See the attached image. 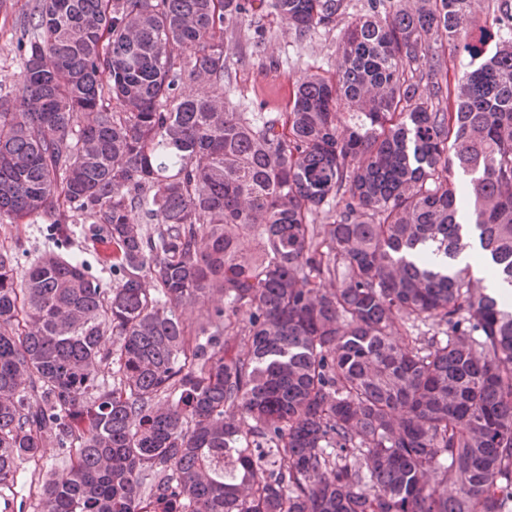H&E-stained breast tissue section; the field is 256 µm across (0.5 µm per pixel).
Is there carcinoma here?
Instances as JSON below:
<instances>
[{"label": "carcinoma", "mask_w": 512, "mask_h": 512, "mask_svg": "<svg viewBox=\"0 0 512 512\" xmlns=\"http://www.w3.org/2000/svg\"><path fill=\"white\" fill-rule=\"evenodd\" d=\"M471 3L368 0L334 74L239 112L242 28L345 0H37L0 224L85 214L119 281L0 251V490L52 433L36 512H512V306L458 263L512 289V0ZM61 465L62 455H60L55 438L51 437L47 440L44 457L39 460L36 466V479L39 473L45 477L47 474L49 475L51 472L60 469Z\"/></svg>", "instance_id": "obj_1"}]
</instances>
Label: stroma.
I'll list each match as a JSON object with an SVG mask.
<instances>
[{
  "instance_id": "stroma-1",
  "label": "stroma",
  "mask_w": 512,
  "mask_h": 512,
  "mask_svg": "<svg viewBox=\"0 0 512 512\" xmlns=\"http://www.w3.org/2000/svg\"><path fill=\"white\" fill-rule=\"evenodd\" d=\"M34 4L35 0H0V98L7 101L18 97L19 43L28 28L27 18ZM262 24L265 29L263 39H254L252 32H242L231 50V78L224 85V95L233 105L244 108L266 101L268 111L273 112L287 93L290 82L303 78L317 67L335 71L341 30L337 27L322 29L300 42L274 17H265ZM271 57L278 60V70L267 69L266 62ZM91 225L89 217H73L68 250L81 255L89 273L109 288L117 279L111 267L101 260L102 247L93 239ZM53 248L46 222L0 224V250L13 255L19 271H26ZM61 465L57 442L48 439L45 454L38 464H24L18 484L0 491V512H34L36 498L30 487L32 473L44 476L60 469Z\"/></svg>"
}]
</instances>
